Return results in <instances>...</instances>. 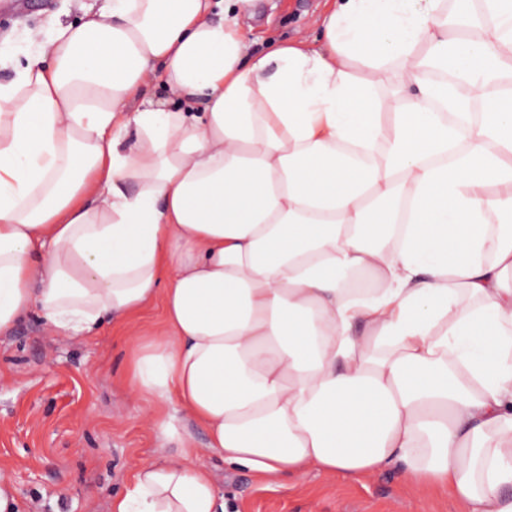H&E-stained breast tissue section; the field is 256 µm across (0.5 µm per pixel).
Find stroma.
<instances>
[{"label": "stroma", "instance_id": "35a3bbf8", "mask_svg": "<svg viewBox=\"0 0 512 512\" xmlns=\"http://www.w3.org/2000/svg\"><path fill=\"white\" fill-rule=\"evenodd\" d=\"M0 9V53L25 44L55 20L78 21L72 0H20ZM337 0H254L239 29L246 39L313 35ZM154 305L128 323L106 325L88 339L49 335L30 315L0 337V470L8 473L22 512H110L131 475L154 461L157 446L129 392L132 334L159 328ZM227 512H457L435 490L418 496L398 468L348 482L310 472L261 484L245 470L213 461Z\"/></svg>", "mask_w": 512, "mask_h": 512}]
</instances>
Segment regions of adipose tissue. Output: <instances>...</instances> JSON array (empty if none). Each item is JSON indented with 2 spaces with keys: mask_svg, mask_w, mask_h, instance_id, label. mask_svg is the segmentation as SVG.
<instances>
[{
  "mask_svg": "<svg viewBox=\"0 0 512 512\" xmlns=\"http://www.w3.org/2000/svg\"><path fill=\"white\" fill-rule=\"evenodd\" d=\"M471 2L464 26L339 0L316 37L248 43L252 0H104L7 57L0 334L163 305L130 378L158 459L112 512H224L211 458L397 466L512 512V0Z\"/></svg>",
  "mask_w": 512,
  "mask_h": 512,
  "instance_id": "ef3b65f1",
  "label": "adipose tissue"
}]
</instances>
